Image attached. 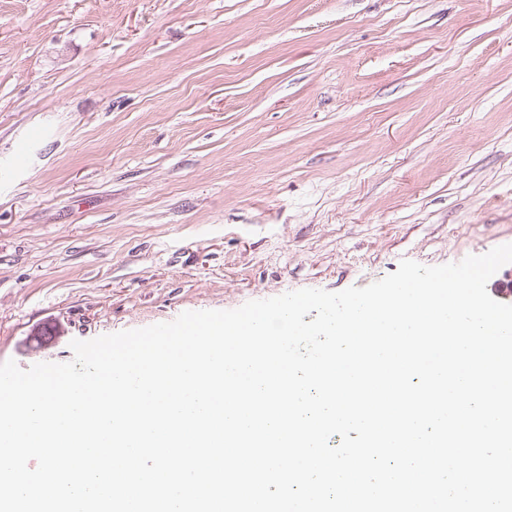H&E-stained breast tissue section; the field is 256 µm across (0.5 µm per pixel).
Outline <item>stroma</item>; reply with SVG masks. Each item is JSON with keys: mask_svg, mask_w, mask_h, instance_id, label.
<instances>
[{"mask_svg": "<svg viewBox=\"0 0 512 512\" xmlns=\"http://www.w3.org/2000/svg\"><path fill=\"white\" fill-rule=\"evenodd\" d=\"M34 126L0 191L24 369L512 243V0H0L1 163Z\"/></svg>", "mask_w": 512, "mask_h": 512, "instance_id": "obj_1", "label": "stroma"}]
</instances>
